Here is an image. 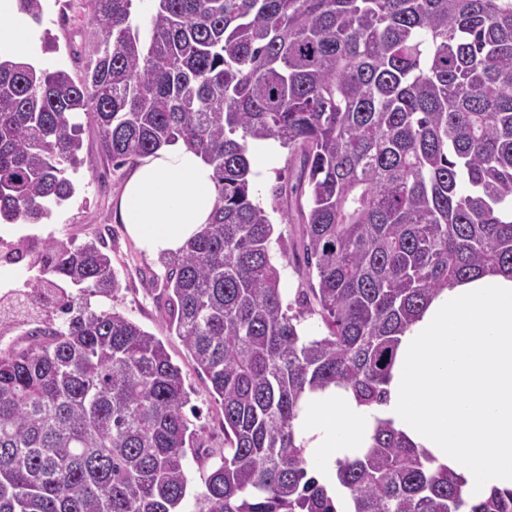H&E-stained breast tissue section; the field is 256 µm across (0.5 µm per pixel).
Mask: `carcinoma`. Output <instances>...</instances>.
Here are the masks:
<instances>
[{
    "mask_svg": "<svg viewBox=\"0 0 512 512\" xmlns=\"http://www.w3.org/2000/svg\"><path fill=\"white\" fill-rule=\"evenodd\" d=\"M86 0L96 59L74 79L0 47V222L41 224L76 193L83 119L120 166L178 140L213 167L212 222L167 264L163 320L210 384L224 455L194 512H340L293 421L331 384L385 394L399 335L449 283L512 273V0ZM42 25V0H18ZM299 158L308 288L301 336L252 199L250 141ZM12 260L29 344L0 349V512H185L201 430L181 369L124 314L106 243L50 237ZM354 512H512L473 503L380 426L338 462Z\"/></svg>",
    "mask_w": 512,
    "mask_h": 512,
    "instance_id": "carcinoma-1",
    "label": "carcinoma"
}]
</instances>
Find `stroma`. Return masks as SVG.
<instances>
[{
  "instance_id": "35a3bbf8",
  "label": "stroma",
  "mask_w": 512,
  "mask_h": 512,
  "mask_svg": "<svg viewBox=\"0 0 512 512\" xmlns=\"http://www.w3.org/2000/svg\"><path fill=\"white\" fill-rule=\"evenodd\" d=\"M44 11L43 25L57 36L58 50L39 54L37 65L60 66L72 76H80L96 50L82 0H45ZM82 140L83 163L76 176L79 188L75 196L54 210L46 223L18 224L12 226L11 231L42 237H72L80 241L94 233L104 237L112 265L122 283L121 290L112 299L114 309L162 340L173 362L182 370L184 385L190 394L189 405L196 413L194 423L202 429L200 447L187 451L189 488L196 492L201 490L205 478L224 452L223 414L219 403L210 394L206 380L195 370L181 340L169 332L161 318L165 268L160 258L143 253L123 225L112 219V205L122 191L128 167H113L99 154L98 139L92 126H85ZM291 173L290 154L288 150H281L277 163L269 175L256 184L254 191L263 206L270 210L275 233L281 246L288 250L290 261L281 269L280 286L285 302L294 306L300 292L307 287L301 251L302 226L297 220L287 219L288 199H277L272 195L273 189L287 184Z\"/></svg>"
}]
</instances>
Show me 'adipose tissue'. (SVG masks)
<instances>
[{
  "instance_id": "adipose-tissue-1",
  "label": "adipose tissue",
  "mask_w": 512,
  "mask_h": 512,
  "mask_svg": "<svg viewBox=\"0 0 512 512\" xmlns=\"http://www.w3.org/2000/svg\"><path fill=\"white\" fill-rule=\"evenodd\" d=\"M212 167L178 141L141 158L113 217L150 256L178 253L212 220ZM383 402L338 387L305 392L294 430L319 480L387 424L456 473L472 501L512 490V276L485 272L436 294L399 337Z\"/></svg>"
}]
</instances>
